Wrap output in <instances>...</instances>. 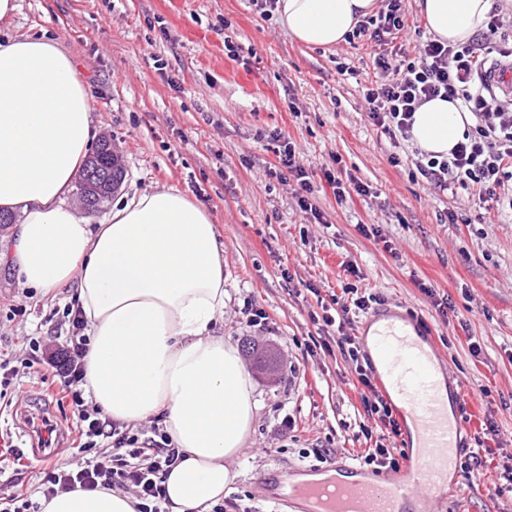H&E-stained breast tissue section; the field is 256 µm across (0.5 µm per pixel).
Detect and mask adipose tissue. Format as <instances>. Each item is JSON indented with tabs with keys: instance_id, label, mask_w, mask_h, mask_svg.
Segmentation results:
<instances>
[{
	"instance_id": "adipose-tissue-1",
	"label": "adipose tissue",
	"mask_w": 512,
	"mask_h": 512,
	"mask_svg": "<svg viewBox=\"0 0 512 512\" xmlns=\"http://www.w3.org/2000/svg\"><path fill=\"white\" fill-rule=\"evenodd\" d=\"M433 35L467 43L492 0H417ZM375 0H278L298 41H344ZM93 95L54 41L0 42V211L18 217L0 266L48 294L76 290L91 338L85 359L93 401L112 418L153 417L183 459L170 471L169 512H209L224 496L254 421L250 375L238 350L210 329L224 314V250L205 207L161 189L114 207L91 227L65 202L93 135ZM472 117L433 99L414 114L412 140L448 157ZM125 491L62 492L42 512H136Z\"/></svg>"
}]
</instances>
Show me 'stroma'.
Wrapping results in <instances>:
<instances>
[{"label": "stroma", "mask_w": 512, "mask_h": 512, "mask_svg": "<svg viewBox=\"0 0 512 512\" xmlns=\"http://www.w3.org/2000/svg\"><path fill=\"white\" fill-rule=\"evenodd\" d=\"M0 39L49 38L72 58L93 94L94 136L110 137L125 177L118 196L175 189L202 204L224 248V316L215 335L272 355L277 369L245 365L257 405L253 430L231 463L236 479L223 512H295L260 485L295 475L305 450L334 449L352 462L366 441L348 364L340 350L304 354L318 326L319 299L341 294L342 269L384 306L425 321L468 412L497 433L486 463L431 512H512L496 494L512 467V213L480 208L466 191L437 192L414 174L412 142L394 143L365 114L362 88L374 77L370 46L311 47L250 0H16ZM355 66L341 74L338 63ZM290 135L313 174L340 167L369 187L336 201L314 181L323 223L301 213L295 182L270 176L272 134ZM400 165H393L392 156ZM458 223H448L446 211ZM447 294L440 316L420 283ZM74 289L23 294L0 266V362L19 365L30 336H50L55 310ZM272 317L270 332L247 325L250 306ZM477 342L480 353L469 344ZM293 429L281 432L284 415ZM72 406L16 381L0 396V477L29 496L45 464L72 468Z\"/></svg>", "instance_id": "1"}]
</instances>
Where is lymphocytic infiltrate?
Instances as JSON below:
<instances>
[{
    "mask_svg": "<svg viewBox=\"0 0 512 512\" xmlns=\"http://www.w3.org/2000/svg\"><path fill=\"white\" fill-rule=\"evenodd\" d=\"M407 0H381L378 11L362 17L348 43L363 42L373 50L377 78L366 85V115L373 125L389 135L410 139L413 116L424 102L441 97L461 101L473 117L462 141L449 157L436 159L418 154L414 165L433 189L469 191L481 203H494L512 209V100L500 96L481 77L486 69L485 43L503 27L498 15H490L486 28L466 44H451L436 37H426L415 53L402 45L410 27ZM277 162L271 174L292 177L297 185V205L301 212L321 219L314 203V188L307 170L300 164L291 141L278 144ZM377 297L351 289L348 301L340 303L339 315L324 313L325 326L335 328L336 336H321L306 344V353L316 350L343 349L358 384L360 401L367 416L359 431L365 439L373 437V423H380L392 436H400L396 413L377 389L366 355L354 336L346 331L351 310L365 311ZM64 334L54 336L56 349L47 352L41 337L28 341L27 375L32 379L57 376L59 391L70 399L76 418L79 443L84 460L77 468L44 469L38 487L40 496L52 497L75 490H114L132 492L138 500L137 512H164L167 499L163 481L170 467L180 458L168 436L160 429H133L112 421L98 405L86 401L85 357L89 338L79 311L66 307L62 312Z\"/></svg>",
    "mask_w": 512,
    "mask_h": 512,
    "instance_id": "obj_1",
    "label": "lymphocytic infiltrate"
}]
</instances>
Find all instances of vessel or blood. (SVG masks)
Returning <instances> with one entry per match:
<instances>
[{
	"label": "vessel or blood",
	"mask_w": 512,
	"mask_h": 512,
	"mask_svg": "<svg viewBox=\"0 0 512 512\" xmlns=\"http://www.w3.org/2000/svg\"><path fill=\"white\" fill-rule=\"evenodd\" d=\"M485 79L512 90V68L500 61L491 62ZM361 332L371 337V366L381 390L412 424L403 436L408 461L395 476L349 467L343 477L304 485L298 494L307 503H324V512H408L411 502L415 512H425L448 481L449 451L465 430L462 421L448 419L446 371L433 341L399 311L373 312Z\"/></svg>",
	"instance_id": "vessel-or-blood-1"
}]
</instances>
